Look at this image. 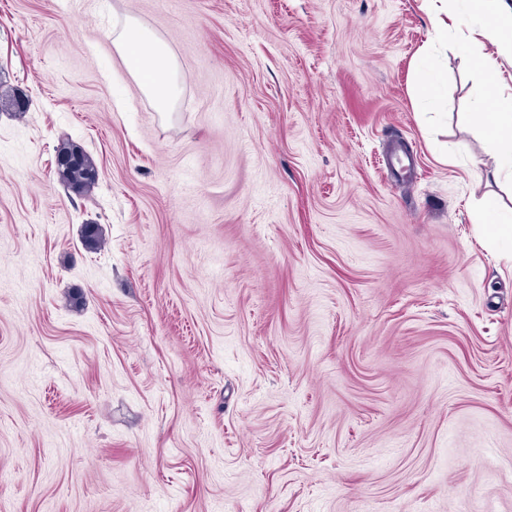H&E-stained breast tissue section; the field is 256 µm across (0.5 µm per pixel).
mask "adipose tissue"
<instances>
[{
    "label": "adipose tissue",
    "instance_id": "obj_1",
    "mask_svg": "<svg viewBox=\"0 0 512 512\" xmlns=\"http://www.w3.org/2000/svg\"><path fill=\"white\" fill-rule=\"evenodd\" d=\"M512 5L507 0H443L430 13L432 42H443L449 20L479 18L481 37L492 53L475 57L473 65L483 77L479 109L482 135L495 159L493 176L512 185V94L499 88L498 58H512V26L502 17ZM114 49L124 59L130 75L160 112H169L176 95L173 82L175 61L169 48L145 30L136 19L112 33ZM479 233L512 255V212L503 213L496 202H487L472 215Z\"/></svg>",
    "mask_w": 512,
    "mask_h": 512
}]
</instances>
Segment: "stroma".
<instances>
[{
    "label": "stroma",
    "instance_id": "35a3bbf8",
    "mask_svg": "<svg viewBox=\"0 0 512 512\" xmlns=\"http://www.w3.org/2000/svg\"><path fill=\"white\" fill-rule=\"evenodd\" d=\"M428 12L0 0V512H512L480 22L433 52L435 112ZM130 16L176 58L170 114L108 37ZM418 70L421 71V76L415 85L416 97L424 101H436L440 97L444 86L443 74L428 68L423 56L418 61ZM79 155L80 162L76 165L56 169L58 179L68 193L78 197L89 195L96 187L98 181L95 179L98 173L92 156L80 145L72 142H62L56 148V157Z\"/></svg>",
    "mask_w": 512,
    "mask_h": 512
}]
</instances>
